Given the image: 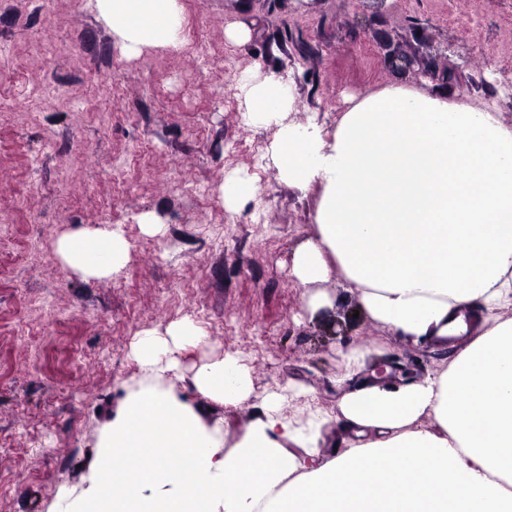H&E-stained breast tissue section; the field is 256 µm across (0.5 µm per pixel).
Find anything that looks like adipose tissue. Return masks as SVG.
<instances>
[{"mask_svg":"<svg viewBox=\"0 0 512 512\" xmlns=\"http://www.w3.org/2000/svg\"><path fill=\"white\" fill-rule=\"evenodd\" d=\"M128 49L180 43L177 0H96ZM246 124L271 130L281 181L322 188L317 231L293 256L302 285L340 274L361 311L388 331L443 345L445 368L416 381L361 378L367 351L342 354L336 414L287 384L256 393L241 354L182 374L212 338L184 318L135 336L137 367L121 409L98 432L78 486L46 512H512V128L495 109L393 85L343 112L334 130L294 123L292 79L245 73ZM121 226L62 236L56 254L85 278L118 274ZM255 413L233 447L223 419L175 392ZM294 414H287V407ZM341 422L336 451L324 430Z\"/></svg>","mask_w":512,"mask_h":512,"instance_id":"obj_1","label":"adipose tissue"}]
</instances>
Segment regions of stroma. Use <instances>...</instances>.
Segmentation results:
<instances>
[{
  "instance_id": "stroma-1",
  "label": "stroma",
  "mask_w": 512,
  "mask_h": 512,
  "mask_svg": "<svg viewBox=\"0 0 512 512\" xmlns=\"http://www.w3.org/2000/svg\"><path fill=\"white\" fill-rule=\"evenodd\" d=\"M183 41L129 54L96 0H0V512H45L60 484L77 485L99 427L136 373L130 344L148 327L190 317L210 347L185 368L238 352L265 391L293 382L333 413L342 395L340 344L372 351L365 373L390 361L422 373L449 348L417 344L359 315L343 281L312 284L328 303L308 314L292 277L315 231L322 190L283 184L264 158L269 131L246 125L235 86L244 70L287 73L301 102L294 118L335 128L351 100L394 84L430 81L392 72L387 48L461 67L449 103L495 105L512 126V0H178ZM236 24L253 28L237 43ZM61 51L51 73L33 40ZM51 77L56 97L33 83ZM252 177L254 199L228 211L224 180ZM163 225L157 236L144 222ZM122 225L130 261L118 276L86 279L55 254L64 233ZM177 392L224 419L235 442L251 411Z\"/></svg>"
}]
</instances>
